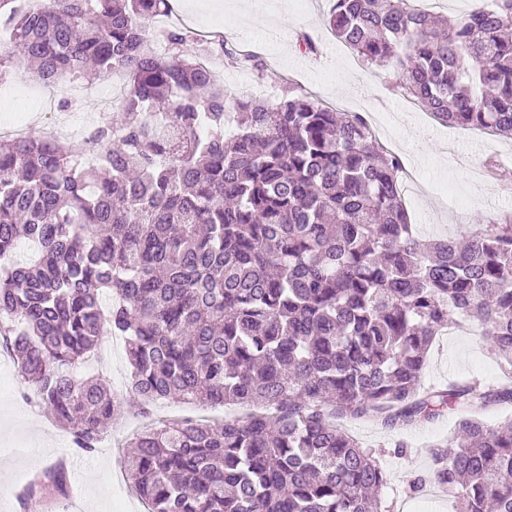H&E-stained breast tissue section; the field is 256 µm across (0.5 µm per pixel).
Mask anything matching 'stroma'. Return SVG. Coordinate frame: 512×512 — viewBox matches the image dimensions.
I'll return each mask as SVG.
<instances>
[{
  "instance_id": "1",
  "label": "stroma",
  "mask_w": 512,
  "mask_h": 512,
  "mask_svg": "<svg viewBox=\"0 0 512 512\" xmlns=\"http://www.w3.org/2000/svg\"><path fill=\"white\" fill-rule=\"evenodd\" d=\"M332 0H312L300 11L295 0H177L172 17L200 35L223 34L236 45H249L266 62L263 73L228 68L225 84L239 96L270 90L279 98L284 89L318 97L342 112L365 113L388 150L402 155L406 170H417L419 184H406L402 197L420 240L466 238L473 225L512 213V195L497 181L478 178L488 157L512 154V142L479 129L440 125L416 102L396 92L397 62L369 65L336 40L326 25ZM309 34L319 52L298 49L300 34ZM120 77L78 80L49 88L8 79L0 98L23 116L21 130L56 123L72 128L102 116H119L113 93ZM478 323H459L452 336L436 338L422 384L445 387L478 377L500 379L502 368L482 341ZM29 385L10 355L0 354V512H23L17 495L26 477L65 458L70 462L72 493L52 512H145L122 466L125 444L143 425L137 405H130L129 423L121 434L106 433L100 448L86 454L73 448L68 433L38 406L24 401ZM457 418L447 413L435 420L406 427H388L368 418L348 419L345 430L371 451L387 475L382 495L384 512H402L403 502L416 512H456L447 495L433 485L413 492L408 483L428 472L434 445L452 437ZM404 452H397L398 443Z\"/></svg>"
}]
</instances>
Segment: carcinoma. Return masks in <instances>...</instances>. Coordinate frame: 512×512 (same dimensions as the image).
<instances>
[{
	"label": "carcinoma",
	"instance_id": "cac0c4a2",
	"mask_svg": "<svg viewBox=\"0 0 512 512\" xmlns=\"http://www.w3.org/2000/svg\"><path fill=\"white\" fill-rule=\"evenodd\" d=\"M170 11L0 0L19 49L0 55V80L127 78L121 122L91 132L94 164L36 132L0 137V346L26 400L85 452L130 397L144 414L164 399L240 407L231 422H159L129 440L124 472L147 512H379L386 474L336 419L412 426L453 411L448 451L410 490L430 481L459 512H512V421L478 417L512 404V384L421 389L456 317L477 320L512 370V218L421 244L401 157L364 114L290 90L233 94L201 60L260 72V57L156 31ZM327 23L369 64L403 55L397 92L440 122L512 140V0L451 23L409 0H334ZM23 240L29 262L14 260ZM107 335L125 342L126 395L76 374ZM69 494L60 459L21 498L48 508Z\"/></svg>",
	"mask_w": 512,
	"mask_h": 512
}]
</instances>
